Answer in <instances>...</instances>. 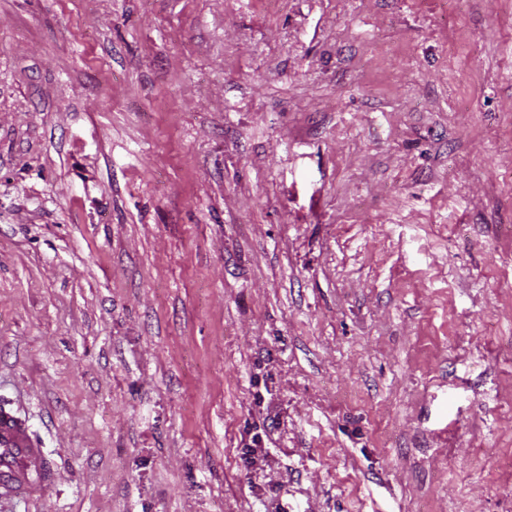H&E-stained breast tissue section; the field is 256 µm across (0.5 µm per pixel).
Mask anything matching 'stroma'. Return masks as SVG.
Instances as JSON below:
<instances>
[{
    "mask_svg": "<svg viewBox=\"0 0 512 512\" xmlns=\"http://www.w3.org/2000/svg\"><path fill=\"white\" fill-rule=\"evenodd\" d=\"M0 405V512H512V0H0ZM40 454L27 425L10 409L0 407V488L30 496L40 493L50 474L28 469L29 461Z\"/></svg>",
    "mask_w": 512,
    "mask_h": 512,
    "instance_id": "35a3bbf8",
    "label": "stroma"
}]
</instances>
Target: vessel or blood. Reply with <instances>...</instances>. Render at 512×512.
<instances>
[{
  "label": "vessel or blood",
  "instance_id": "obj_1",
  "mask_svg": "<svg viewBox=\"0 0 512 512\" xmlns=\"http://www.w3.org/2000/svg\"><path fill=\"white\" fill-rule=\"evenodd\" d=\"M40 453L27 425L10 409L0 407V488L31 496L40 493L50 474L28 468L29 461Z\"/></svg>",
  "mask_w": 512,
  "mask_h": 512
}]
</instances>
